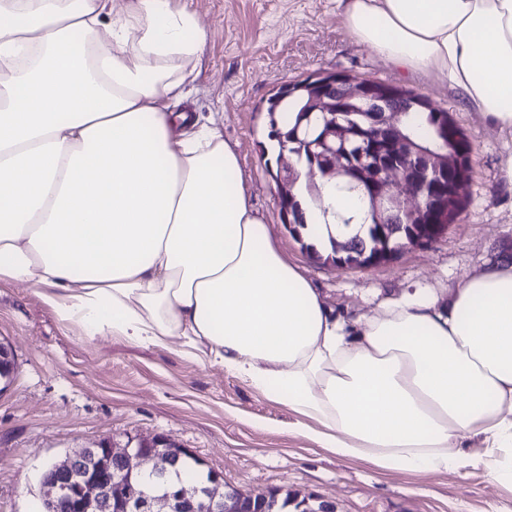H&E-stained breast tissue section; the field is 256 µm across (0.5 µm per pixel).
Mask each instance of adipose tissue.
Here are the masks:
<instances>
[{
    "label": "adipose tissue",
    "instance_id": "1",
    "mask_svg": "<svg viewBox=\"0 0 512 512\" xmlns=\"http://www.w3.org/2000/svg\"><path fill=\"white\" fill-rule=\"evenodd\" d=\"M337 4L354 43L512 133V0ZM207 37L174 0H0V278L45 288L87 339L223 368L337 456L512 478V265L372 315L326 307L249 204L234 148L177 109ZM326 210L364 204L325 185L305 213L322 240Z\"/></svg>",
    "mask_w": 512,
    "mask_h": 512
}]
</instances>
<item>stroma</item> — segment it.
I'll return each instance as SVG.
<instances>
[{"label":"stroma","mask_w":512,"mask_h":512,"mask_svg":"<svg viewBox=\"0 0 512 512\" xmlns=\"http://www.w3.org/2000/svg\"><path fill=\"white\" fill-rule=\"evenodd\" d=\"M209 37L179 109L210 120L235 149L250 203L288 263L340 314H372L409 288L456 287L484 267L512 262V183L501 173L512 135L465 108L455 91L355 45L336 0H180ZM318 71L412 89L449 112L471 143L465 209L432 243L389 262L341 269L314 260L288 230L270 172L276 167L267 101ZM0 338L14 380L0 394V512H35L45 465L99 442L167 436L192 451L199 472L248 493L287 490L335 512H512V481L484 468L390 471L342 459L309 436L314 421L224 370L175 352L61 321L34 288L0 278Z\"/></svg>","instance_id":"35a3bbf8"}]
</instances>
